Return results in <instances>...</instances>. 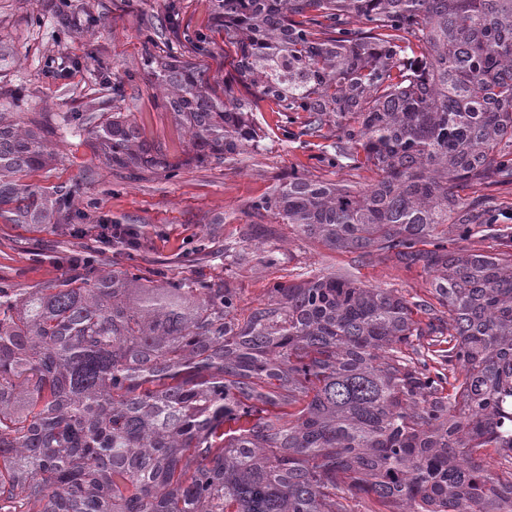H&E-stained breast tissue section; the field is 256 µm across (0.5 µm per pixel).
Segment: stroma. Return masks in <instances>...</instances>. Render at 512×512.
Segmentation results:
<instances>
[{
    "label": "stroma",
    "mask_w": 512,
    "mask_h": 512,
    "mask_svg": "<svg viewBox=\"0 0 512 512\" xmlns=\"http://www.w3.org/2000/svg\"><path fill=\"white\" fill-rule=\"evenodd\" d=\"M200 34L208 41L204 56L190 44ZM174 51L216 91L234 73L235 53L212 23L211 0H0V109L37 127L57 150L56 160L25 183L61 189L83 223L138 230L136 249L101 248V266H134L147 279L160 267L187 283L229 282L241 321L266 303L269 288L301 273H335L397 289L412 302L432 300V276L422 267L405 269L380 252L332 250L254 211L294 172L355 189L371 174L330 164L335 126L303 135L310 113L271 111L242 84L233 90L249 100L264 132L258 145L224 162L182 167L173 177L144 172L130 179L107 169L90 138L106 112L131 113L145 139L169 158L184 157L188 136L163 107L148 65L149 57ZM67 112L79 114V135L59 131ZM97 247L96 236H74L56 219L39 225L0 219V279L46 287L66 274L61 256Z\"/></svg>",
    "instance_id": "obj_1"
}]
</instances>
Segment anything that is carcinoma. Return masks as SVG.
<instances>
[{"mask_svg":"<svg viewBox=\"0 0 512 512\" xmlns=\"http://www.w3.org/2000/svg\"><path fill=\"white\" fill-rule=\"evenodd\" d=\"M212 2L241 82L336 123L334 164L375 175L354 190L294 172L253 208L422 266L437 304L303 275L240 322L236 289L162 271L0 283V512H354L350 493L384 512H512V231L458 194L512 186V0ZM152 62L186 162L261 138L190 62ZM92 138L117 172L179 167L125 112ZM54 158L0 111L1 219L62 209L22 181Z\"/></svg>","mask_w":512,"mask_h":512,"instance_id":"1","label":"carcinoma"}]
</instances>
